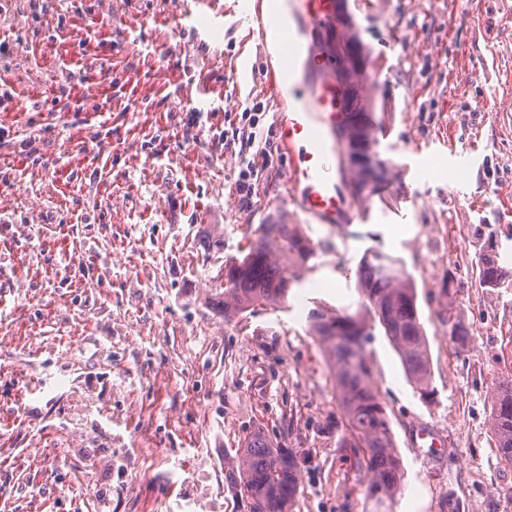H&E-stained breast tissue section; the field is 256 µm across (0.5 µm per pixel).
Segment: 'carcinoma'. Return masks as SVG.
Returning <instances> with one entry per match:
<instances>
[{
    "label": "carcinoma",
    "mask_w": 512,
    "mask_h": 512,
    "mask_svg": "<svg viewBox=\"0 0 512 512\" xmlns=\"http://www.w3.org/2000/svg\"><path fill=\"white\" fill-rule=\"evenodd\" d=\"M351 110L341 133L351 136L350 151L360 162L345 168L354 200L368 206L391 183L393 164L379 151L381 120L374 97L363 93L356 78ZM314 243L301 224H261L247 253L225 263L224 318L259 307L288 302L293 284L311 270ZM480 282L487 288H512V271L485 258ZM359 299L355 309L315 301L307 313V330L325 353L333 373L348 435L347 448L361 449L358 468L364 472L365 500L370 512H392L404 469L382 398L377 391L366 346L376 327L399 356L408 380L420 396L435 393L427 337L417 307L414 280L401 261L381 251L367 254L357 271ZM490 424L501 464L512 467V374L494 384ZM228 483L243 512H293L301 479L297 452L275 446L261 432L253 433L235 452Z\"/></svg>",
    "instance_id": "obj_1"
}]
</instances>
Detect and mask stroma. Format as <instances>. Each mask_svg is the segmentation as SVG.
Returning a JSON list of instances; mask_svg holds the SVG:
<instances>
[{
	"instance_id": "1",
	"label": "stroma",
	"mask_w": 512,
	"mask_h": 512,
	"mask_svg": "<svg viewBox=\"0 0 512 512\" xmlns=\"http://www.w3.org/2000/svg\"><path fill=\"white\" fill-rule=\"evenodd\" d=\"M345 7L401 181L331 227L287 204L273 56L235 0H0V512H239L224 459L256 431L297 452L294 512H368L305 317L356 304L372 250L415 281L436 390L376 332L393 512H512L489 399L512 374V288L479 281L486 255L512 268V0ZM253 101L263 145L225 144ZM274 220L304 225L313 269L286 306L225 320L224 263Z\"/></svg>"
}]
</instances>
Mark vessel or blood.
Listing matches in <instances>:
<instances>
[{"mask_svg": "<svg viewBox=\"0 0 512 512\" xmlns=\"http://www.w3.org/2000/svg\"><path fill=\"white\" fill-rule=\"evenodd\" d=\"M252 2L236 0L240 17L257 20L264 40L281 49L268 81L293 93L291 108L278 119L290 159L289 202L307 223H352L359 208L343 188L336 153L349 89L336 80L340 57L318 38L336 20V0H269L270 13L258 17Z\"/></svg>", "mask_w": 512, "mask_h": 512, "instance_id": "b4317fda", "label": "vessel or blood"}]
</instances>
